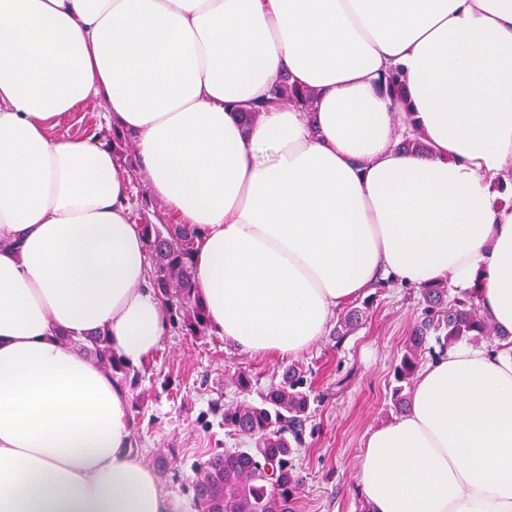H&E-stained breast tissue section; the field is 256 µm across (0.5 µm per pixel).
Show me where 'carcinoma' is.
<instances>
[{"mask_svg":"<svg viewBox=\"0 0 512 512\" xmlns=\"http://www.w3.org/2000/svg\"><path fill=\"white\" fill-rule=\"evenodd\" d=\"M379 90L397 102L405 100L406 79L399 69L378 78ZM313 94L283 76L273 90L272 102L312 112ZM400 150L425 153L426 136L415 129L397 143ZM112 151L125 157L131 170L139 168L128 134L112 132ZM136 221L147 241L150 267L147 286L161 301L173 328L185 336L205 338L211 327L200 299L194 254L202 239L201 228L184 224L171 213L151 208L136 210ZM421 317L412 328L404 352L393 369L392 401L401 412L409 406V391L426 356H436L462 341L496 336L498 330L483 316L475 291L448 299V286L420 290ZM362 317L355 306L340 313L333 336L341 342ZM116 382L131 390L142 381L141 369L124 364L112 351L108 331L98 329L80 341L61 337ZM435 345H430V341ZM311 394L307 379L297 366L284 370L281 380L260 402L224 405V427L249 443L243 448L216 451L200 462L189 486L196 512H295L303 479L294 463L296 446L302 444L310 418Z\"/></svg>","mask_w":512,"mask_h":512,"instance_id":"obj_1","label":"carcinoma"}]
</instances>
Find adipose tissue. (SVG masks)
I'll use <instances>...</instances> for the list:
<instances>
[{"mask_svg": "<svg viewBox=\"0 0 512 512\" xmlns=\"http://www.w3.org/2000/svg\"><path fill=\"white\" fill-rule=\"evenodd\" d=\"M285 73L316 125L268 104ZM86 101L201 228L199 293L241 352L298 356L381 275L477 288L499 337L417 374L359 481L371 512H512V0H0V512L168 508L127 391L57 338L107 327L136 366L168 327L124 170L51 135ZM412 128L427 153L397 149ZM379 90L392 97L397 102L405 100L406 79L399 69H389L378 78Z\"/></svg>", "mask_w": 512, "mask_h": 512, "instance_id": "obj_1", "label": "adipose tissue"}]
</instances>
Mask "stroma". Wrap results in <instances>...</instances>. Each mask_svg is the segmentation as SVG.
<instances>
[{"instance_id": "35a3bbf8", "label": "stroma", "mask_w": 512, "mask_h": 512, "mask_svg": "<svg viewBox=\"0 0 512 512\" xmlns=\"http://www.w3.org/2000/svg\"><path fill=\"white\" fill-rule=\"evenodd\" d=\"M51 133L112 139L102 110L92 103L66 113ZM419 298L418 289L398 283L377 289L361 325L341 344L322 336L291 361L239 352L218 335L195 339L167 329L136 390L131 446L150 467L167 462L170 472L159 481L169 512H194L188 487L195 463L245 444L225 429L214 404L259 401L292 363L303 367L314 395L295 457L303 478L296 512H364L357 493L363 442L396 415L393 368L418 320ZM241 373L252 380L245 393L236 384Z\"/></svg>"}]
</instances>
